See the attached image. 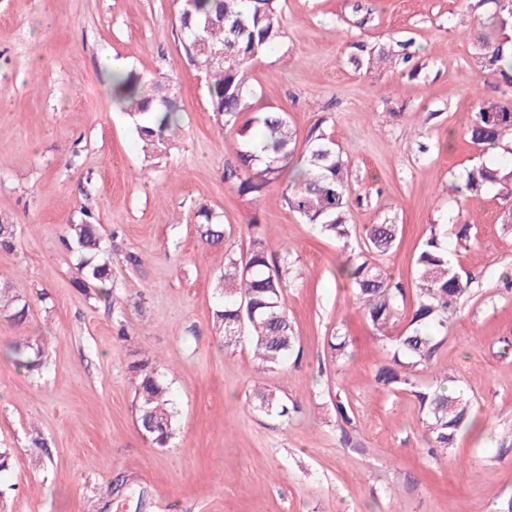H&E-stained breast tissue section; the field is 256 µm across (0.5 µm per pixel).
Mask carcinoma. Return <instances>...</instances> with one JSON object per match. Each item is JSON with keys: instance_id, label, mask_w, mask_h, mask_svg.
<instances>
[{"instance_id": "1", "label": "carcinoma", "mask_w": 512, "mask_h": 512, "mask_svg": "<svg viewBox=\"0 0 512 512\" xmlns=\"http://www.w3.org/2000/svg\"><path fill=\"white\" fill-rule=\"evenodd\" d=\"M490 6L502 38H480L483 72L512 82V0H479ZM179 30L183 47L191 60L200 64L208 78L212 112L224 128L236 130L240 138L236 157L239 166L226 169L230 179L239 180L238 191L259 197L271 182L285 184L288 208L320 232L350 246L351 231L347 212L351 194L347 162L335 143L318 135L301 153H296V133L285 113L253 111V89L248 82L250 63L267 53L281 37L278 0H179ZM224 51V59L213 51ZM167 82L146 79L133 70L113 78V94L123 111L130 114L143 149L156 157L165 152L170 136L179 127L181 113L174 96L165 91ZM245 113L252 114L241 121ZM466 136L476 147L512 141V101L481 100L471 112ZM490 188L512 216V167L483 162L465 170L460 182L450 190L461 195H480ZM69 225V238L79 254L81 278L77 286L85 293L112 296V268L104 258L105 248L92 215ZM198 232L203 242L219 245L224 241V225L209 209L197 212ZM399 225L370 224L365 230L364 248L354 261L340 269L341 276L353 284V299L362 317L380 341L390 342V361L378 367L377 383L408 390L418 399L422 423L430 448L452 447L458 431L471 424V403L448 386L445 376L433 389H425L418 376L427 371L437 347L436 336L448 330V323L461 308L468 291L461 270L448 263V230L443 224L431 225L416 259L415 304L406 327L393 333L404 313L406 288L377 261L390 251L398 238ZM288 273L287 264L277 261L262 233H252L246 258L224 256V275L220 284L223 301L213 312L216 329L223 333L224 346L247 343L253 357L266 371H275L294 349V335L282 294ZM21 324L27 318L28 302L13 293L5 282L0 285V314ZM331 357L347 356L346 337L330 336ZM17 368L32 375L42 372L46 352L39 339L27 336L9 350ZM138 398L137 420L140 431L151 445L166 447L177 425V411L169 384L164 380L163 364L145 358L131 367ZM252 397L257 406L288 415V406L277 391L256 387Z\"/></svg>"}]
</instances>
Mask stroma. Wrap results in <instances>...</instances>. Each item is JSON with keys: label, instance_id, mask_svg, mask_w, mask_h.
Returning <instances> with one entry per match:
<instances>
[{"label": "stroma", "instance_id": "obj_1", "mask_svg": "<svg viewBox=\"0 0 512 512\" xmlns=\"http://www.w3.org/2000/svg\"><path fill=\"white\" fill-rule=\"evenodd\" d=\"M279 8L283 36L249 68L254 109L285 111L298 145L322 135L348 159L353 236L401 225L379 262L409 286L431 225L453 237L469 223L452 254L471 290L420 382L450 373L474 426L431 455L415 396L375 380L389 348L338 275L341 245L289 210L280 182L256 201L225 180L239 138L211 109L175 0H0V218L17 227L0 279L30 303L24 324L0 315V448L12 451L0 512H502L512 498V452L496 436L512 425V216L495 191L448 190L484 160L464 135L475 101L512 100V85L482 75L491 11L478 0ZM405 40L414 70L378 58ZM104 55L170 78L182 124L166 154L144 157ZM202 207L223 223V245L200 243ZM85 211L113 269L106 301L77 288L79 257L64 244ZM252 223L289 248L282 300L297 342L273 373L248 344L224 347L213 322L224 257L246 256ZM337 330L343 361L327 347ZM25 336L46 348L41 375L6 355ZM149 354L165 362L178 411L165 448L136 423L130 367ZM266 384L294 406L289 421L250 400Z\"/></svg>", "mask_w": 512, "mask_h": 512}]
</instances>
